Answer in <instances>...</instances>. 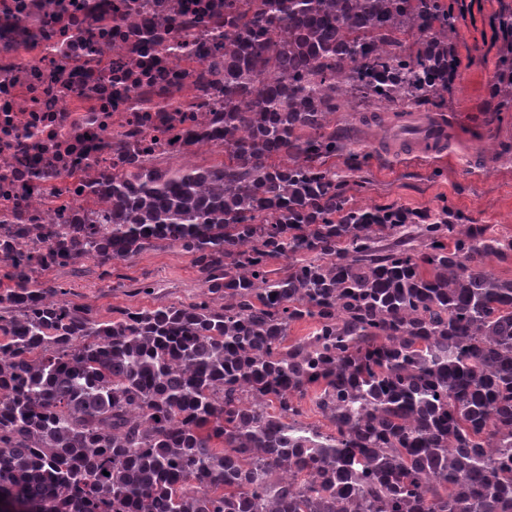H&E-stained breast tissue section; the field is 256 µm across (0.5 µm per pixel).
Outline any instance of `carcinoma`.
<instances>
[{"label": "carcinoma", "instance_id": "carcinoma-1", "mask_svg": "<svg viewBox=\"0 0 512 512\" xmlns=\"http://www.w3.org/2000/svg\"><path fill=\"white\" fill-rule=\"evenodd\" d=\"M457 20L449 0H224V161L112 169L93 211L112 241L90 242L104 276L178 247L201 294L101 321L8 274L0 496L30 512H512V277L484 266L512 237L378 219L328 164L339 99L454 89ZM499 30L507 112L512 15ZM397 234L418 247H381ZM299 321L312 331L290 343ZM307 402L330 431L302 423Z\"/></svg>", "mask_w": 512, "mask_h": 512}]
</instances>
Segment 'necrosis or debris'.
<instances>
[{"label": "necrosis or debris", "mask_w": 512, "mask_h": 512, "mask_svg": "<svg viewBox=\"0 0 512 512\" xmlns=\"http://www.w3.org/2000/svg\"><path fill=\"white\" fill-rule=\"evenodd\" d=\"M224 0H0V247L39 259L90 225L113 164L224 148ZM60 18L46 27V14Z\"/></svg>", "instance_id": "obj_1"}]
</instances>
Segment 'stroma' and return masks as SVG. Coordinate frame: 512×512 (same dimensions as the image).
<instances>
[{"instance_id":"35a3bbf8","label":"stroma","mask_w":512,"mask_h":512,"mask_svg":"<svg viewBox=\"0 0 512 512\" xmlns=\"http://www.w3.org/2000/svg\"><path fill=\"white\" fill-rule=\"evenodd\" d=\"M481 5L475 18L458 22L456 51L463 75L446 94L445 106L402 110L395 104L367 106L342 98L336 132L350 151L337 158L336 167L347 182L351 204L432 212L446 208L493 234L512 236V139L500 143L478 130L483 112L494 105L489 78L498 46L491 41L490 24L512 12V0H481ZM442 108L461 117L446 152L432 158L413 153L411 131L398 128L396 112L424 118ZM473 154L479 160L475 166L469 161ZM113 271L121 287L101 279L90 261L54 267L49 277L67 290L68 300L89 306L102 320L120 308L188 302L199 293L192 256L164 244L114 262ZM144 284L153 285V295L140 293Z\"/></svg>"}]
</instances>
